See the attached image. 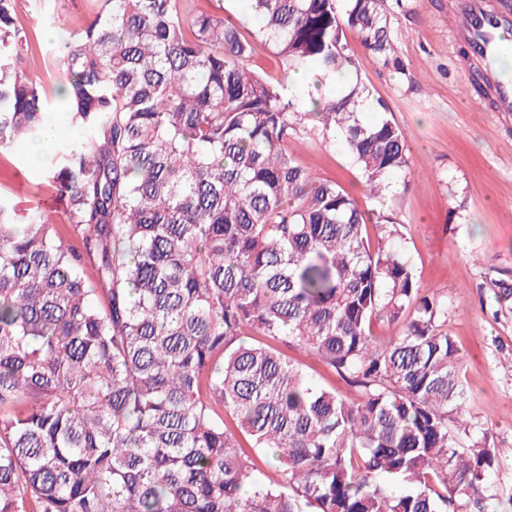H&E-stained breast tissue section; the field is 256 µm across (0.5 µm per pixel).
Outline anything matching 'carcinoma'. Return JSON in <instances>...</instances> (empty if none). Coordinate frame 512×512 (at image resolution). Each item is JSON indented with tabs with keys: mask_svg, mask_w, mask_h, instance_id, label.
Instances as JSON below:
<instances>
[{
	"mask_svg": "<svg viewBox=\"0 0 512 512\" xmlns=\"http://www.w3.org/2000/svg\"><path fill=\"white\" fill-rule=\"evenodd\" d=\"M250 37L176 0H103L57 58L78 148L43 153L59 219L0 195V512H493L498 449L451 420L466 386L445 309L385 215L288 141L340 137L370 192L409 171L348 36L399 58L387 0H247ZM285 77L249 67L253 41ZM45 53L0 0V154L48 119ZM348 77L307 108L287 74ZM380 113L362 121L363 108ZM498 308L512 282L497 283ZM403 323L377 336L379 323ZM303 349L351 402L286 354ZM247 437L278 477L267 479Z\"/></svg>",
	"mask_w": 512,
	"mask_h": 512,
	"instance_id": "cac0c4a2",
	"label": "carcinoma"
}]
</instances>
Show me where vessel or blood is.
Masks as SVG:
<instances>
[{"mask_svg": "<svg viewBox=\"0 0 512 512\" xmlns=\"http://www.w3.org/2000/svg\"><path fill=\"white\" fill-rule=\"evenodd\" d=\"M451 22L458 40L472 49V62L480 66L502 54V37L512 31V15L495 9L490 0H453ZM487 94L494 112H512V80L487 71Z\"/></svg>", "mask_w": 512, "mask_h": 512, "instance_id": "vessel-or-blood-1", "label": "vessel or blood"}]
</instances>
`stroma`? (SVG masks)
<instances>
[{"label": "stroma", "mask_w": 512, "mask_h": 512, "mask_svg": "<svg viewBox=\"0 0 512 512\" xmlns=\"http://www.w3.org/2000/svg\"><path fill=\"white\" fill-rule=\"evenodd\" d=\"M182 15L205 12L249 32L245 0H177ZM44 0H16L22 27L59 49L60 31L42 23ZM390 29L400 69L375 63L350 37L362 82L402 128L413 180L394 175L383 196L371 194L340 140L305 123L288 146L315 179L336 182L364 210L392 215L416 279L447 307L444 327L462 357L471 427L486 428L499 450L496 512H512V309H497L493 289L512 282V114L491 111L474 91L466 44L448 25V0H394ZM0 193L52 212L57 192L40 179L17 144L0 155Z\"/></svg>", "instance_id": "obj_1"}]
</instances>
